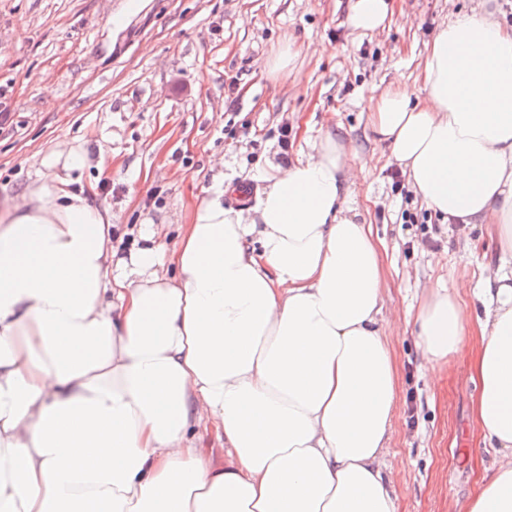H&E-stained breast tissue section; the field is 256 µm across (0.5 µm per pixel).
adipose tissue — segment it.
<instances>
[{"instance_id": "adipose-tissue-1", "label": "adipose tissue", "mask_w": 512, "mask_h": 512, "mask_svg": "<svg viewBox=\"0 0 512 512\" xmlns=\"http://www.w3.org/2000/svg\"><path fill=\"white\" fill-rule=\"evenodd\" d=\"M422 82V104L373 97L375 141L442 223L492 226L512 258V29L441 27ZM371 163L325 130L268 163L251 205L206 190L174 245L148 222L121 257L111 214L66 188L81 150H45L0 200V512H398L401 319L382 316L381 248L351 207ZM485 279L482 314L452 284L414 319L424 371L466 366L500 454L458 512H512V276Z\"/></svg>"}]
</instances>
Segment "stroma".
<instances>
[{
  "label": "stroma",
  "mask_w": 512,
  "mask_h": 512,
  "mask_svg": "<svg viewBox=\"0 0 512 512\" xmlns=\"http://www.w3.org/2000/svg\"><path fill=\"white\" fill-rule=\"evenodd\" d=\"M477 3L389 0L384 28L360 32L353 0H0V197L36 179L47 148L79 146L86 163L73 186L111 212L112 246L125 256L144 217L175 242L187 206L217 177L251 181L330 127L375 158L352 191L381 245L385 314H415L428 287L451 282L476 306L483 267L499 263L495 239L482 224L441 223L394 188L401 169L375 142L369 112L393 83L422 96L429 42ZM286 42L296 65L271 79L266 63ZM390 343L399 398L385 460L399 512H450L496 458L473 417L478 388L453 361L428 378L410 329Z\"/></svg>",
  "instance_id": "stroma-1"
}]
</instances>
